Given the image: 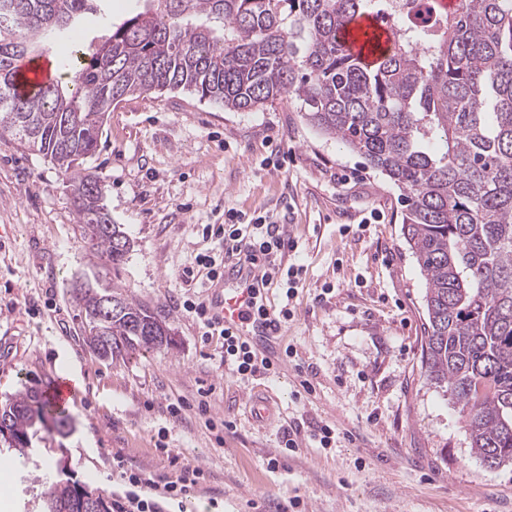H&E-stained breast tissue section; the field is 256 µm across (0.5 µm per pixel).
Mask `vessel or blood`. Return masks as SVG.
<instances>
[{"instance_id":"1","label":"vessel or blood","mask_w":512,"mask_h":512,"mask_svg":"<svg viewBox=\"0 0 512 512\" xmlns=\"http://www.w3.org/2000/svg\"><path fill=\"white\" fill-rule=\"evenodd\" d=\"M390 40L389 28L371 15L358 18L347 35L352 53L368 62ZM265 269L266 263L261 259L247 262L228 259L223 279L213 286L210 302L214 316L224 328L246 338L260 353L283 341L271 316L258 314L254 308L256 296L266 286Z\"/></svg>"}]
</instances>
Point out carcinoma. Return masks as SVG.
<instances>
[{
  "label": "carcinoma",
  "instance_id": "cac0c4a2",
  "mask_svg": "<svg viewBox=\"0 0 512 512\" xmlns=\"http://www.w3.org/2000/svg\"><path fill=\"white\" fill-rule=\"evenodd\" d=\"M100 0H0V136L58 167L82 236L109 218L85 168L106 114L123 97L182 89L230 112L289 96L321 134L364 157L402 192L403 234L426 281L422 369L458 406L471 452L512 466V0H145L88 50L74 45L56 81L20 94L19 67L71 41ZM372 15L393 30L367 63L342 33ZM117 274L132 243L122 225L90 238ZM125 248L118 249V244ZM84 340L98 357L163 347L166 317L122 292L77 288ZM120 310L96 319L104 296ZM65 411L25 390L0 408L20 455L35 426ZM47 512H112L70 479L48 486Z\"/></svg>",
  "mask_w": 512,
  "mask_h": 512
}]
</instances>
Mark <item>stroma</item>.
Wrapping results in <instances>:
<instances>
[{"instance_id":"35a3bbf8","label":"stroma","mask_w":512,"mask_h":512,"mask_svg":"<svg viewBox=\"0 0 512 512\" xmlns=\"http://www.w3.org/2000/svg\"><path fill=\"white\" fill-rule=\"evenodd\" d=\"M86 166L132 241L117 272L81 238L56 167L0 137V403L76 380L67 435L39 430L15 474L0 473V512H42L64 469L113 499L121 465L156 486L200 470L203 512H512V468L472 455L456 405L421 368L425 279L400 190L299 101L229 112L181 90L130 95ZM228 207L276 215L297 244L284 260L302 268L294 356L245 381L225 367L222 336L203 337L179 307L209 297L196 258L223 259L224 245L198 228ZM87 279L168 315L174 346L99 358L73 297ZM324 424L334 447L312 438ZM292 432L293 452L281 446Z\"/></svg>"}]
</instances>
